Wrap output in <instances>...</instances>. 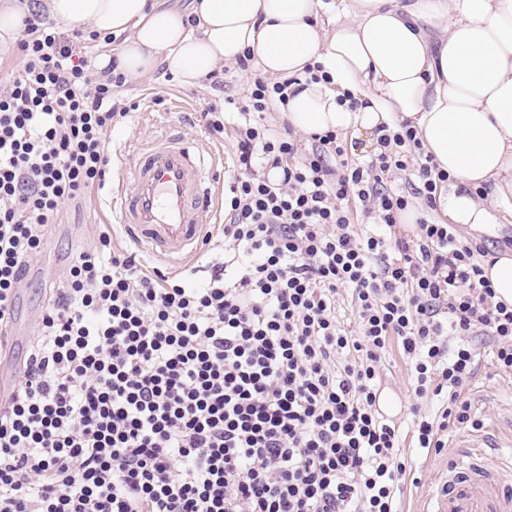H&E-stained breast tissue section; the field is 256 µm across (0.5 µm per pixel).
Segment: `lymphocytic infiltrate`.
Masks as SVG:
<instances>
[{
    "label": "lymphocytic infiltrate",
    "mask_w": 512,
    "mask_h": 512,
    "mask_svg": "<svg viewBox=\"0 0 512 512\" xmlns=\"http://www.w3.org/2000/svg\"><path fill=\"white\" fill-rule=\"evenodd\" d=\"M26 6L0 88V342L62 206L111 180L107 135L136 109L117 64L96 69L100 32L65 35ZM377 143L360 160L333 131L304 144L246 124L224 263L204 281L92 225L46 283L0 407V512H398L404 442L439 452L449 428L482 426L464 396L473 337L512 374V307L486 248L429 220L448 176L416 131L385 125ZM414 198L423 215L398 234ZM392 342L416 400L406 437L376 407Z\"/></svg>",
    "instance_id": "obj_1"
}]
</instances>
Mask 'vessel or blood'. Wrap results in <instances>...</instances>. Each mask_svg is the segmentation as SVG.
Listing matches in <instances>:
<instances>
[{"label": "vessel or blood", "instance_id": "vessel-or-blood-1", "mask_svg": "<svg viewBox=\"0 0 512 512\" xmlns=\"http://www.w3.org/2000/svg\"><path fill=\"white\" fill-rule=\"evenodd\" d=\"M221 173L216 151L169 130L136 149L129 183L112 193V217L150 256L179 267L208 234ZM429 512H512V490L482 455L464 451Z\"/></svg>", "mask_w": 512, "mask_h": 512}]
</instances>
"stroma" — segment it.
I'll list each match as a JSON object with an SVG mask.
<instances>
[{
	"instance_id": "obj_1",
	"label": "stroma",
	"mask_w": 512,
	"mask_h": 512,
	"mask_svg": "<svg viewBox=\"0 0 512 512\" xmlns=\"http://www.w3.org/2000/svg\"><path fill=\"white\" fill-rule=\"evenodd\" d=\"M223 80L224 88L218 91L208 81L199 87L182 86L167 79L160 71L149 77L129 79L119 89L118 96L138 102L139 108L127 125L109 133L110 149L133 148L163 133L169 126L178 125L203 147L223 145V177L232 179L237 173L234 128L241 120L238 108L248 95L250 76L237 67L228 66L224 69ZM209 104L226 107L223 138L210 136L204 126L195 122L197 112ZM109 198V193L105 192L94 195L91 201L79 207L70 203L63 205L60 220L49 236L47 250L38 262V271L30 274L27 285L19 292L16 314L23 340L13 343L7 355L9 362L20 364L27 357V343L34 336V318L43 304L45 282L42 269L62 275L67 254L72 247L84 242L88 225L111 223L112 217L106 208ZM465 396L477 418L482 420V428L449 429L447 446L438 454L407 449L406 454L420 482L402 486L398 495L400 512H425L437 494L458 446L481 448L489 462L502 466V479L512 486V374L497 372L490 361H482Z\"/></svg>"
}]
</instances>
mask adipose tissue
Instances as JSON below:
<instances>
[{"mask_svg": "<svg viewBox=\"0 0 512 512\" xmlns=\"http://www.w3.org/2000/svg\"><path fill=\"white\" fill-rule=\"evenodd\" d=\"M50 18L121 39L129 76L165 67L202 85L239 56L278 80L321 63L330 79L290 98L292 127L373 133L409 122L451 178L447 223L477 230L512 212V0H47ZM360 98L349 110L343 91Z\"/></svg>", "mask_w": 512, "mask_h": 512, "instance_id": "ef3b65f1", "label": "adipose tissue"}]
</instances>
